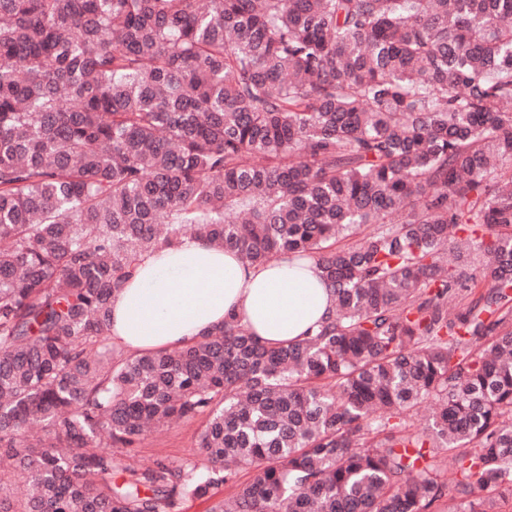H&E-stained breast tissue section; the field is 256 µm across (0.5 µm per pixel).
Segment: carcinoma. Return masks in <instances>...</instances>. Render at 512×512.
Masks as SVG:
<instances>
[{
  "label": "carcinoma",
  "mask_w": 512,
  "mask_h": 512,
  "mask_svg": "<svg viewBox=\"0 0 512 512\" xmlns=\"http://www.w3.org/2000/svg\"><path fill=\"white\" fill-rule=\"evenodd\" d=\"M187 236L311 260L335 310L112 342L139 258ZM200 418L201 462L129 463ZM0 468V512H499L512 0H0Z\"/></svg>",
  "instance_id": "obj_1"
}]
</instances>
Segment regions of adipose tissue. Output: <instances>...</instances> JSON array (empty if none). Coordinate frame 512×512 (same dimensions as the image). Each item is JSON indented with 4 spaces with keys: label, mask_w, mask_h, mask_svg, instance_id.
<instances>
[{
    "label": "adipose tissue",
    "mask_w": 512,
    "mask_h": 512,
    "mask_svg": "<svg viewBox=\"0 0 512 512\" xmlns=\"http://www.w3.org/2000/svg\"><path fill=\"white\" fill-rule=\"evenodd\" d=\"M333 296L313 264L284 255L264 266L193 238L145 255L112 300V337L133 351L174 347L241 318L263 341L304 336Z\"/></svg>",
    "instance_id": "1"
}]
</instances>
